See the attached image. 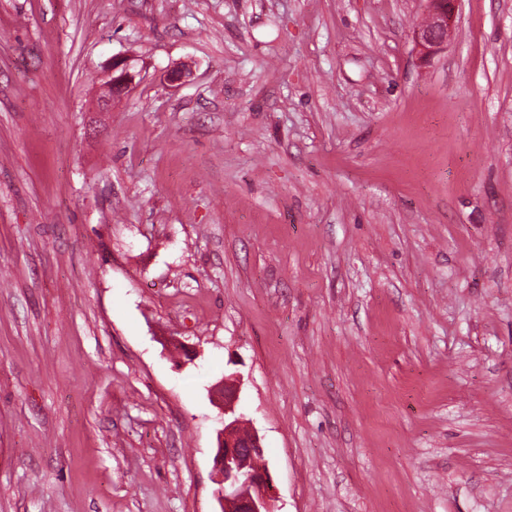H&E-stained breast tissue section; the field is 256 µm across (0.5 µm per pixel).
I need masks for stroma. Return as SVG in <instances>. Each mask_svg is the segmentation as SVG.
<instances>
[{"mask_svg":"<svg viewBox=\"0 0 512 512\" xmlns=\"http://www.w3.org/2000/svg\"><path fill=\"white\" fill-rule=\"evenodd\" d=\"M426 14L0 0V512H218L231 374L277 512H512V0ZM425 20L413 30V42L422 61H428L447 47L448 36L455 27L458 0H427ZM132 59L129 57H113L112 63L104 73L105 81L101 84L103 89L102 101L111 104L112 100L123 96L132 86L136 73Z\"/></svg>","mask_w":512,"mask_h":512,"instance_id":"obj_1","label":"stroma"}]
</instances>
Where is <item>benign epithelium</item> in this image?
I'll list each match as a JSON object with an SVG mask.
<instances>
[{
	"label": "benign epithelium",
	"instance_id": "obj_1",
	"mask_svg": "<svg viewBox=\"0 0 512 512\" xmlns=\"http://www.w3.org/2000/svg\"><path fill=\"white\" fill-rule=\"evenodd\" d=\"M428 2L425 20L413 30V42L423 61L430 60L447 47L458 12V0ZM135 77L131 58H112L101 84L102 101L108 105L123 96ZM238 393L239 379L235 375L222 379L212 388V394L220 396L219 408L224 411L222 428L217 432L218 446L213 466L220 512H276L269 469L254 465L264 453L260 437L255 432L243 433L240 418L235 415Z\"/></svg>",
	"mask_w": 512,
	"mask_h": 512
}]
</instances>
